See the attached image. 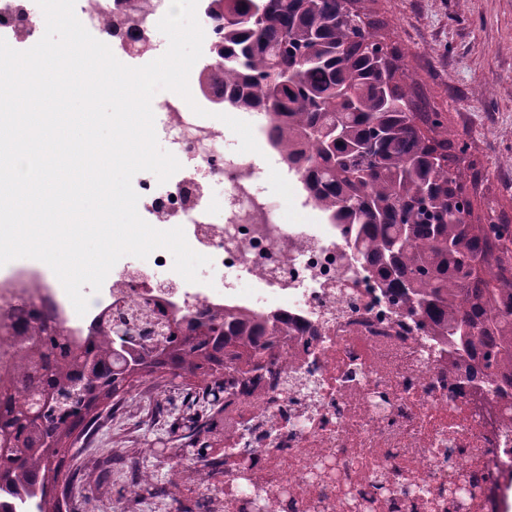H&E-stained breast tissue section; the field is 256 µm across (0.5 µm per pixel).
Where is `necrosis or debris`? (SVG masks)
<instances>
[{
  "instance_id": "4bbe7bcc",
  "label": "necrosis or debris",
  "mask_w": 512,
  "mask_h": 512,
  "mask_svg": "<svg viewBox=\"0 0 512 512\" xmlns=\"http://www.w3.org/2000/svg\"><path fill=\"white\" fill-rule=\"evenodd\" d=\"M170 0H76L75 14L102 40L142 58L158 49L157 24ZM45 23L36 0H0V35L32 36ZM194 98L163 100V124L187 176L158 190L153 173L138 182L139 207L154 226L174 228L189 214L190 247L215 271L241 270L253 283L216 288L189 283L158 257L117 262L85 315L71 310L40 271L0 283V309L17 319L31 299L51 305L73 332L114 307L148 298L175 314L218 308L287 317L295 335L277 336L247 386L224 391L217 455L173 462L192 482L177 500L187 512H460L450 485L476 483L469 512H512V424L504 400L481 376L449 374L447 341L427 335L417 317L392 302L351 250L344 225L284 223L257 187L252 154L224 152L223 84ZM224 187V221L211 224L208 188Z\"/></svg>"
}]
</instances>
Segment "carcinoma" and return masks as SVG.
Returning <instances> with one entry per match:
<instances>
[{
  "mask_svg": "<svg viewBox=\"0 0 512 512\" xmlns=\"http://www.w3.org/2000/svg\"><path fill=\"white\" fill-rule=\"evenodd\" d=\"M224 31L211 50L224 74L227 103L280 118L275 139L288 165L305 162L306 190L334 224H354L349 244L408 314L456 353L481 356L466 371L488 387H512V233L509 220L484 204L468 144L440 112H429L416 74L384 22L362 0H203ZM129 319L175 327L154 336L125 367L112 336L97 323L84 338L50 330L33 311L0 336L14 361L0 368V512L45 498L63 477L69 438L87 442L103 413L151 379L204 377L191 403L224 392V366L240 376L260 368L262 336H286L278 317L210 312L185 320L158 302ZM106 403L105 412L97 401ZM42 434L55 447L36 448Z\"/></svg>",
  "mask_w": 512,
  "mask_h": 512,
  "instance_id": "carcinoma-1",
  "label": "carcinoma"
}]
</instances>
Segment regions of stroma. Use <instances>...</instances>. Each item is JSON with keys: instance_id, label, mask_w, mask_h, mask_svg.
Segmentation results:
<instances>
[{"instance_id": "1", "label": "stroma", "mask_w": 512, "mask_h": 512, "mask_svg": "<svg viewBox=\"0 0 512 512\" xmlns=\"http://www.w3.org/2000/svg\"><path fill=\"white\" fill-rule=\"evenodd\" d=\"M367 7L385 20L387 36L405 52L432 109L458 130L487 173L485 197L512 220V0H369ZM260 169L258 186L280 203L284 222H307L272 160ZM184 384L178 378L127 395L73 461L80 479L71 512H106L126 485L131 459L153 469L156 488L168 485L170 462L184 458L181 439L151 411L156 398L177 397ZM156 438L167 441L169 453H146V441Z\"/></svg>"}]
</instances>
